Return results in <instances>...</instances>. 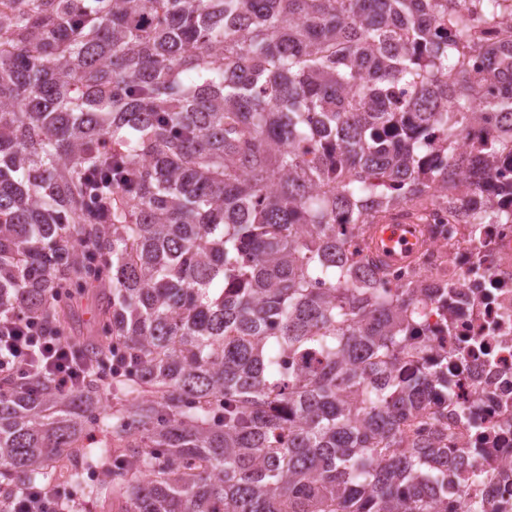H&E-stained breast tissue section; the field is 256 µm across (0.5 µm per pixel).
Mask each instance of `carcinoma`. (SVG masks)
<instances>
[{
  "mask_svg": "<svg viewBox=\"0 0 512 512\" xmlns=\"http://www.w3.org/2000/svg\"><path fill=\"white\" fill-rule=\"evenodd\" d=\"M511 10L0 0V315L83 365L70 392L0 372V512L44 493L56 512H448L478 476L400 430L448 377L387 376L424 297L387 295L368 255L370 287L350 286L336 238L463 178L512 195L494 136L426 165L474 119L512 131V44L464 25ZM508 221L490 200L471 215ZM81 288L99 302L85 340ZM107 392L128 407L98 413ZM93 469L112 478L84 484ZM74 311L73 336H94L99 320V307L95 293L86 292L72 300Z\"/></svg>",
  "mask_w": 512,
  "mask_h": 512,
  "instance_id": "cac0c4a2",
  "label": "carcinoma"
}]
</instances>
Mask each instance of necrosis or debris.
<instances>
[{
    "label": "necrosis or debris",
    "mask_w": 512,
    "mask_h": 512,
    "mask_svg": "<svg viewBox=\"0 0 512 512\" xmlns=\"http://www.w3.org/2000/svg\"><path fill=\"white\" fill-rule=\"evenodd\" d=\"M481 200L456 190L447 203L429 204L423 218L405 211L389 222L413 224L417 242L386 264L389 293L418 280L421 291H447L448 303L429 304V334L407 351L400 374L448 364V398L431 399L409 420V441L445 448L448 461L480 473L490 483L465 485L448 499L460 512L475 497L485 512H512V223L474 227L470 214Z\"/></svg>",
    "instance_id": "1"
}]
</instances>
